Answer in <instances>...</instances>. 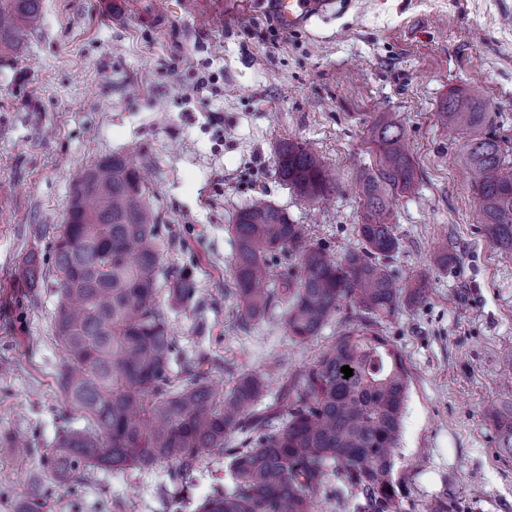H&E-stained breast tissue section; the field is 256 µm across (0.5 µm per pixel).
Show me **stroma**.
Segmentation results:
<instances>
[{"label":"stroma","instance_id":"stroma-1","mask_svg":"<svg viewBox=\"0 0 512 512\" xmlns=\"http://www.w3.org/2000/svg\"><path fill=\"white\" fill-rule=\"evenodd\" d=\"M159 6L165 25L155 28L133 12L113 17L110 0H44L39 28L0 61V435L44 448L87 424L57 381L50 261L86 168L120 153L147 170L164 264L190 269L200 290L197 306L167 319L185 349L222 357L216 381L275 359L291 375L341 320L302 344L279 316L241 328L232 216L262 196L332 255L361 248L360 177L379 166L371 128L394 112L417 186L395 198L402 248L388 264L399 282L432 283L381 326L409 373L394 465L403 512L441 501L449 512H512V457L487 412L512 406V256L478 224L462 140L437 118L450 89L476 88L491 132L512 142V0H338L292 31L267 0H144L145 11ZM285 138L323 157L335 195L312 208L278 181L273 147ZM445 245L455 257L435 266ZM32 251L46 272L36 288L16 274ZM31 465L0 458V512L26 496ZM171 470L91 471L81 487L53 488L49 512H161ZM223 482V465L202 466L173 512H194Z\"/></svg>","mask_w":512,"mask_h":512}]
</instances>
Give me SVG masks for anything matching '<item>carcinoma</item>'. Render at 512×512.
<instances>
[{
	"instance_id": "obj_1",
	"label": "carcinoma",
	"mask_w": 512,
	"mask_h": 512,
	"mask_svg": "<svg viewBox=\"0 0 512 512\" xmlns=\"http://www.w3.org/2000/svg\"><path fill=\"white\" fill-rule=\"evenodd\" d=\"M41 16L42 0H0V60ZM437 117L465 138L459 163L475 177L481 224L492 245L511 255L512 150L486 131L485 98L455 89ZM372 143L380 168L362 181V250L331 257L265 198L234 213L232 280L241 326L266 320L278 307L288 337L302 343L332 316L346 315L342 333L303 371L283 377L274 364L241 373L221 391L213 372L223 362L184 351L160 307L163 287L182 307L195 302L199 289L188 270H163L141 166L114 154L84 171L53 245L60 296L54 332L64 354L59 387L90 422L64 431L39 454L20 512H42L52 487L79 485L91 470L149 471L169 462L172 479L183 481L212 459L224 461L227 484L196 512H315L319 500L336 494L333 478L350 493L353 512H402L393 468L408 371L377 325L401 303H419L428 283L418 277L400 287L385 262L401 248L390 223V191L415 183L395 113H381ZM275 157L279 181L302 202L312 205L335 189L323 158L303 143L282 140ZM41 267L32 253L17 273L32 285ZM345 365L353 369L347 379ZM275 379L280 386L267 403ZM498 417L503 452L512 455V408Z\"/></svg>"
}]
</instances>
